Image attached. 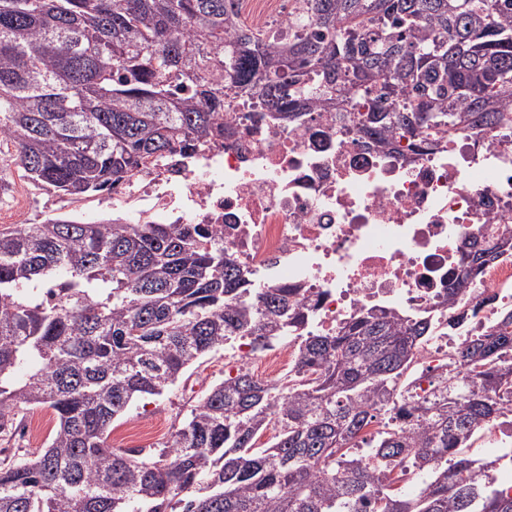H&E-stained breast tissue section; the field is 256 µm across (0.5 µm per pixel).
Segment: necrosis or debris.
<instances>
[{
  "label": "necrosis or debris",
  "mask_w": 512,
  "mask_h": 512,
  "mask_svg": "<svg viewBox=\"0 0 512 512\" xmlns=\"http://www.w3.org/2000/svg\"><path fill=\"white\" fill-rule=\"evenodd\" d=\"M224 143L96 198L131 223L216 224L256 288H298L327 333L362 307L430 311L448 293L461 228L512 224V129L438 145H363L315 102L297 121L244 101ZM479 322L512 307V260L487 267ZM512 493V413L481 434Z\"/></svg>",
  "instance_id": "obj_1"
}]
</instances>
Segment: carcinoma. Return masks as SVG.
Returning a JSON list of instances; mask_svg holds the SVG:
<instances>
[{"mask_svg":"<svg viewBox=\"0 0 512 512\" xmlns=\"http://www.w3.org/2000/svg\"><path fill=\"white\" fill-rule=\"evenodd\" d=\"M240 0H0V196L11 170L81 200L166 157L205 156L226 108L271 119L313 101L378 143H433L512 123V0H292L253 26ZM463 229L440 318L469 301L493 248ZM298 288L251 287L214 224L0 225V438L25 413L56 426L32 457L0 458V512H512L473 435L512 409V312L410 389L432 317L362 308L310 330ZM290 337L288 373L240 368L143 455L108 443L115 418L206 357ZM277 429L259 442L269 427ZM377 429L371 433L367 429ZM418 480L402 495L398 482Z\"/></svg>","mask_w":512,"mask_h":512,"instance_id":"carcinoma-1","label":"carcinoma"}]
</instances>
